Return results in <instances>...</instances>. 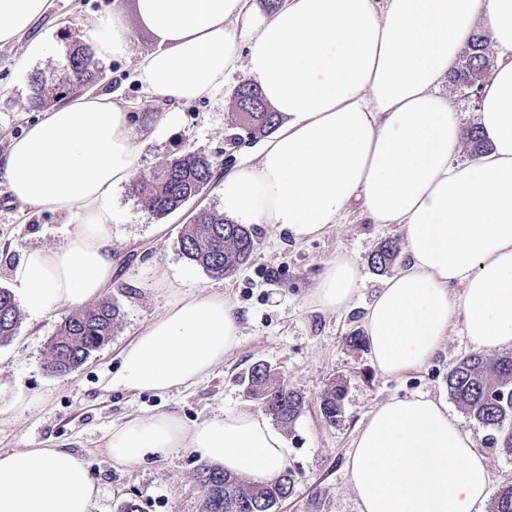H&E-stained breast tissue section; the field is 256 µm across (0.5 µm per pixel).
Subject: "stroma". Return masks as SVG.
Wrapping results in <instances>:
<instances>
[{
  "mask_svg": "<svg viewBox=\"0 0 512 512\" xmlns=\"http://www.w3.org/2000/svg\"><path fill=\"white\" fill-rule=\"evenodd\" d=\"M132 29L128 57L100 62L96 91L118 95L133 107L135 124L154 120L161 104L147 100L135 78L134 66L153 51L152 34L136 20L135 0H120ZM113 0H52L51 8L13 42L0 46V158L10 141L40 119L31 108L35 73L58 82L66 75L73 44L85 42L112 12ZM46 46L42 56L28 54L30 43ZM237 72L209 100L179 106L172 122L159 126L145 141L139 170L147 173L185 150L214 158L239 157L229 142L236 87L247 82ZM223 212L218 186H211L190 205L166 218L146 212L128 187L114 195L112 239L114 270L105 294L122 312V323L108 344L76 370L62 375L43 367L47 346L71 311L63 307L32 317L23 312L17 336L0 346V453L22 448H66L79 453L99 488L91 512H119L136 501L142 512H202L203 491L194 479L206 460L186 449L146 460L136 466L116 463L107 441L114 425L130 415L171 413L193 425L221 411L260 412L246 393L247 374L259 361L267 363L289 387L306 398L296 423L285 429L288 466L297 477L294 494L275 512H360L345 470L347 454L370 412L391 398L417 394L446 403L458 415L475 448L487 459L490 488L512 485V456L493 447L486 428L462 416L448 393V372L471 347L462 323H453L440 351L427 364L402 376L382 374L372 363L368 345L351 346L350 335L365 332L366 308L395 267L378 272L368 262L379 245L402 239L394 224L364 222L347 212L328 233L303 242L262 224L253 225L256 249L234 275L215 278L187 261L179 246L182 227L197 212ZM75 222L64 213L31 214L12 197L0 178V287L25 251L53 248L64 242ZM339 253L357 262L361 285L350 307L339 313L310 306L308 295L326 261ZM195 292L217 291L244 316L236 349L202 380L164 394L136 392L112 384L122 348L164 309V282ZM345 389L342 414L328 422L320 396L330 382ZM29 402L27 411L13 409L16 398Z\"/></svg>",
  "mask_w": 512,
  "mask_h": 512,
  "instance_id": "1",
  "label": "stroma"
}]
</instances>
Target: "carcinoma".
I'll return each instance as SVG.
<instances>
[{"mask_svg": "<svg viewBox=\"0 0 512 512\" xmlns=\"http://www.w3.org/2000/svg\"><path fill=\"white\" fill-rule=\"evenodd\" d=\"M494 68L487 37L475 33L467 42L451 80L467 89L480 77L488 79ZM97 72L98 63L90 47H74L69 55V74L56 86V92L47 91V79L42 74L32 76V106L42 108L63 98L76 86L94 84ZM233 108L234 127L252 139L271 133L281 120L266 105L254 83L238 86ZM464 139L476 155L489 149V143L474 125L465 129ZM218 167L220 164L213 157L186 150L165 160L149 175L135 179L131 192L144 210L163 218L182 210L207 190L214 183ZM254 249L251 229L217 212L198 213L180 235L182 255L214 277L235 274L251 259ZM399 250L398 240H387L372 254L370 263L376 269H385L396 260ZM20 323L21 311L14 295L0 287V345L13 339ZM120 324L121 310L108 298L73 313L50 341L47 370L59 374L77 369L93 352L110 342ZM247 393L285 428L296 422L305 406L303 394L281 382L263 362L250 368ZM448 393L469 418L493 431L495 447L512 455V352L494 358L476 352L460 358L448 372ZM343 399L342 385L333 381L324 389L320 407L327 421L334 423L341 416ZM195 479L204 492L203 512H272L278 502L293 494L296 485L295 473L290 468L276 479L260 484L211 468L198 470ZM490 512H512V487L494 495Z\"/></svg>", "mask_w": 512, "mask_h": 512, "instance_id": "carcinoma-1", "label": "carcinoma"}]
</instances>
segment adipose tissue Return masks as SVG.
Segmentation results:
<instances>
[{"label": "adipose tissue", "instance_id": "adipose-tissue-1", "mask_svg": "<svg viewBox=\"0 0 512 512\" xmlns=\"http://www.w3.org/2000/svg\"><path fill=\"white\" fill-rule=\"evenodd\" d=\"M157 47L136 65L150 99L176 107L207 99L245 71L283 117L247 161L225 170L224 211L302 241L350 208L398 225L404 264L365 317L372 360L396 376L428 363L464 318L474 350L512 347V0H136ZM50 0H0V43L14 41ZM498 60L477 125L492 149L456 157L462 125L441 87L478 22ZM131 30L114 9L93 40L124 58ZM148 127L116 95L78 92L12 139L0 177L32 213L76 218L66 241L26 251L10 270L14 296L37 316L100 298L112 282V197L137 177ZM360 278L345 254L310 290L317 310L341 312ZM461 286L452 296L451 286ZM240 317L222 294L171 289L163 312L120 353L112 383L165 393L223 363ZM113 460L187 448L224 471L269 482L287 466L284 435L263 416L221 412L193 426L172 414L113 426ZM360 512H483L485 456L446 405L426 396L379 405L345 463ZM98 493L80 455L64 448L0 453V512H90Z\"/></svg>", "mask_w": 512, "mask_h": 512}]
</instances>
